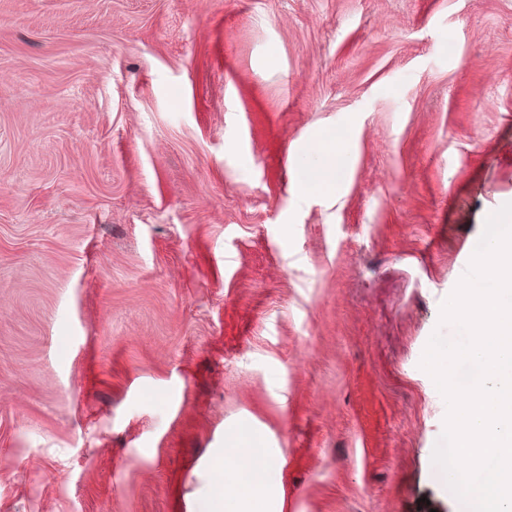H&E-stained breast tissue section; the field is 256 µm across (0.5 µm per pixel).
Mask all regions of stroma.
I'll use <instances>...</instances> for the list:
<instances>
[{
  "label": "stroma",
  "instance_id": "1",
  "mask_svg": "<svg viewBox=\"0 0 512 512\" xmlns=\"http://www.w3.org/2000/svg\"><path fill=\"white\" fill-rule=\"evenodd\" d=\"M507 203L512 0H0V512H196L245 429L271 512H455L420 361ZM341 173V153L330 148L326 151V158L322 168L316 173L307 175V177L301 181V193L307 195L315 191L331 192L335 190L336 182L340 178Z\"/></svg>",
  "mask_w": 512,
  "mask_h": 512
}]
</instances>
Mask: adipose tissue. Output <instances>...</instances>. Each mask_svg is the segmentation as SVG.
<instances>
[{"mask_svg": "<svg viewBox=\"0 0 512 512\" xmlns=\"http://www.w3.org/2000/svg\"><path fill=\"white\" fill-rule=\"evenodd\" d=\"M271 465L269 452L260 436H252L245 446L230 444L224 450V482L236 486V496L215 493L203 500L199 512H239L238 500H245L248 512H268L265 485Z\"/></svg>", "mask_w": 512, "mask_h": 512, "instance_id": "obj_1", "label": "adipose tissue"}]
</instances>
